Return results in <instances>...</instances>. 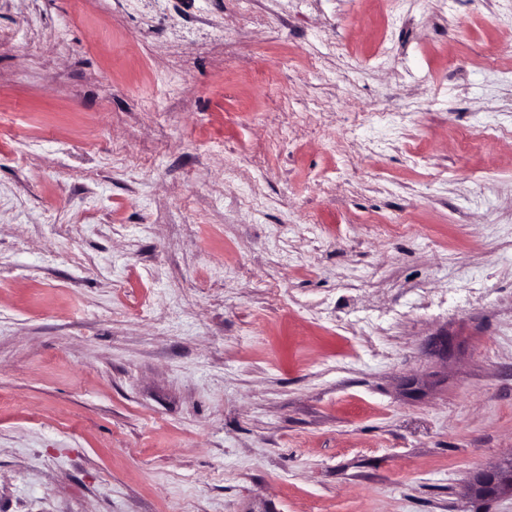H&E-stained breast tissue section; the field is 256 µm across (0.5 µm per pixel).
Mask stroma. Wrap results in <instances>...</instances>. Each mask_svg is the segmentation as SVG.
<instances>
[{
	"mask_svg": "<svg viewBox=\"0 0 512 512\" xmlns=\"http://www.w3.org/2000/svg\"><path fill=\"white\" fill-rule=\"evenodd\" d=\"M511 454L512 0H0V512H512ZM511 457H504L493 470L478 474L469 487L471 495L476 498L496 497L502 494L512 496Z\"/></svg>",
	"mask_w": 512,
	"mask_h": 512,
	"instance_id": "1",
	"label": "stroma"
}]
</instances>
